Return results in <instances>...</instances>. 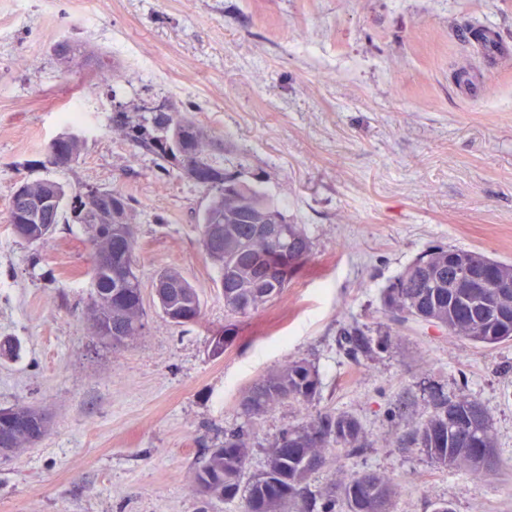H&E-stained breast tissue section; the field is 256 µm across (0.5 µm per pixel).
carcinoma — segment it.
Instances as JSON below:
<instances>
[{
  "instance_id": "cac0c4a2",
  "label": "carcinoma",
  "mask_w": 512,
  "mask_h": 512,
  "mask_svg": "<svg viewBox=\"0 0 512 512\" xmlns=\"http://www.w3.org/2000/svg\"><path fill=\"white\" fill-rule=\"evenodd\" d=\"M54 54L64 67L82 63L101 69V58L81 43L64 40L56 44ZM112 127L122 131L138 148L152 154L165 171H183L192 164L219 178L220 183L205 186L208 204L202 215V233L211 226L220 228L219 243L206 250L217 267L219 288L224 293V308L235 318L245 319L266 304L278 299L292 278L308 262L312 242L301 224L288 220L285 204L271 196L258 183L239 179L224 167V145L207 134L195 118L178 109L145 108L137 121L128 112L113 113ZM84 139L54 140L48 147L47 162L55 168L76 163ZM115 210L118 223L97 219V202L87 193L69 201L73 218L87 227L91 248V277L98 288L88 304L89 320L95 334L121 345L143 329V301L138 276L125 272L136 263L138 241L133 208L128 196L117 189ZM54 198L66 202L64 186L52 179L25 181L14 191L8 210V222H19L21 238L41 243L49 238L63 212L44 206ZM281 227V242L276 245L260 234L263 225ZM134 239L126 240L127 231ZM473 251L438 246L421 253L381 293L384 310L398 328L410 324L436 327L475 345L495 347L512 341V318L501 321L497 315L476 305L485 289L482 283L503 275L512 277V263L487 258V264L475 272L470 288H448L462 264ZM273 267L271 278L258 285L249 259ZM170 278L182 288L161 310L175 308L176 314L189 313L186 325L198 323L202 309L196 288L181 274L169 270ZM348 354L369 357L374 351L370 330L353 323L342 329ZM320 379L315 366L306 360H291L257 380L241 400L242 413L254 419L284 401L309 403L320 394ZM475 399L467 395L437 398L427 417L409 436L439 466L488 474L496 468V436L487 409L476 412ZM40 413L32 406L14 408V419L0 426V447L28 448L35 444L32 419ZM478 423L471 443L461 437L458 425ZM367 436L355 416L325 412L308 417L303 423L282 432L269 448L267 468L241 483L253 447L248 430L240 428L224 435V443L209 451L193 472V490L205 500L240 499L242 512H335L341 502L346 512H390L398 486L373 472L349 473L336 470V480L322 496L309 489L308 479L324 466L331 454L364 447Z\"/></svg>"
}]
</instances>
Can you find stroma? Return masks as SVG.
I'll list each match as a JSON object with an SVG mask.
<instances>
[{
	"label": "stroma",
	"mask_w": 512,
	"mask_h": 512,
	"mask_svg": "<svg viewBox=\"0 0 512 512\" xmlns=\"http://www.w3.org/2000/svg\"><path fill=\"white\" fill-rule=\"evenodd\" d=\"M487 26L496 51L459 37ZM79 40L115 74L63 67L53 48ZM172 101L224 142L229 170L262 182L305 225L312 254L279 299L229 323L218 272L202 246L206 192L162 174L153 155L112 127L117 105ZM83 116L77 163L46 162ZM51 178L68 196L92 187L131 198L145 310L141 336L115 346L87 319L90 247L64 215L41 243L7 221L17 184ZM477 249L512 262V0H0V408L31 405L49 430L0 460V512H199L191 478L225 432L254 447L244 478L262 472L285 429L347 412L370 441L313 473L314 493L337 468L400 487L393 512H512V342L481 348L411 326L400 345L352 359L339 345L358 321L388 331L380 290L430 246ZM178 269L203 317L179 326L153 283ZM312 362L311 404L287 401L260 419L243 392L288 360ZM468 395L489 411L498 472L439 467L401 439L435 398Z\"/></svg>",
	"instance_id": "1"
}]
</instances>
